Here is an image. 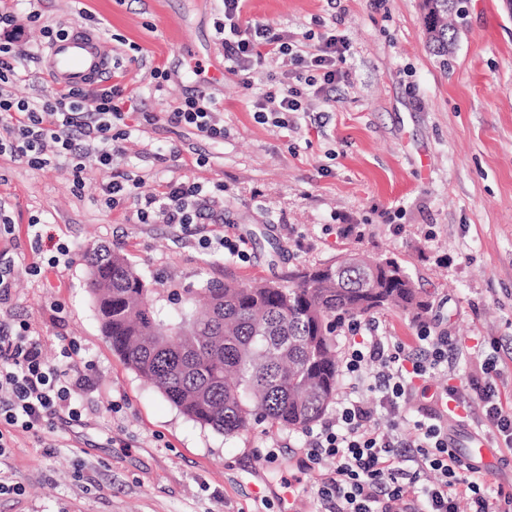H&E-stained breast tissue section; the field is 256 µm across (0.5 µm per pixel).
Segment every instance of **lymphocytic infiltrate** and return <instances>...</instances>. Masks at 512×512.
I'll return each mask as SVG.
<instances>
[{"instance_id": "1", "label": "lymphocytic infiltrate", "mask_w": 512, "mask_h": 512, "mask_svg": "<svg viewBox=\"0 0 512 512\" xmlns=\"http://www.w3.org/2000/svg\"><path fill=\"white\" fill-rule=\"evenodd\" d=\"M245 0H223L224 22L218 26L224 48V68L243 74L256 116L287 128L288 115L304 109L310 98L331 100L337 83L345 78L340 65L349 44L345 36L330 31L313 49H301L294 36L271 25L243 16ZM290 69L254 83L255 71L279 60ZM124 90L103 88L58 89L38 104L16 97L0 85V154H10L34 169L67 163L75 173L87 165L112 167L126 140ZM212 141L224 138V119L213 100L186 98L167 116ZM211 197L200 183L171 180L158 193L145 196L136 216L139 223L156 218L188 228L212 219ZM418 352L406 350L398 337L378 324L366 336L350 340L342 358V383L336 398L334 421L309 432L304 448L309 468L332 462L329 476L317 492L321 512H512V493L486 494L480 466L448 446L447 416L451 408L477 414L493 442L512 447V408L499 396L504 373L497 354H486L480 375L466 391L448 387L435 399L427 420L414 423L415 436L405 439L398 421L406 403L431 371L449 368L453 359L469 356L458 339L432 334L419 325ZM75 348L62 351L49 362L39 339L26 324H0V454L8 446L5 434L20 430L38 435L45 423L58 416L77 421L83 406L75 399L86 380L79 373ZM375 394V406L358 395ZM394 419L379 427L378 410Z\"/></svg>"}]
</instances>
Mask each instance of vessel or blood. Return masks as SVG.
<instances>
[{"label": "vessel or blood", "instance_id": "vessel-or-blood-1", "mask_svg": "<svg viewBox=\"0 0 512 512\" xmlns=\"http://www.w3.org/2000/svg\"><path fill=\"white\" fill-rule=\"evenodd\" d=\"M112 48L88 30L75 25L48 48L47 63L50 81L64 88L88 87L96 84L112 70ZM467 456L478 464L490 465L497 450L481 435L468 442Z\"/></svg>", "mask_w": 512, "mask_h": 512}]
</instances>
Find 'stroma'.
Masks as SVG:
<instances>
[{"label":"stroma","mask_w":512,"mask_h":512,"mask_svg":"<svg viewBox=\"0 0 512 512\" xmlns=\"http://www.w3.org/2000/svg\"><path fill=\"white\" fill-rule=\"evenodd\" d=\"M465 6L439 57L422 0H246V18L314 44L333 28L350 44L335 100L289 113L284 131L255 119L239 76L208 80L224 65L222 0H38L39 22L5 60L17 74L10 90L32 102L51 94L46 57L33 51L45 28L80 24L108 42L111 81L128 97L117 170L140 176L143 196L173 179L223 185L206 231L240 241L245 257L137 223L134 203L108 208L100 185L110 173L88 168L78 184L68 165L38 170L0 155V202L14 224L0 256L15 263L0 317L26 322L48 360L74 342L91 366L81 424L54 420L37 439L14 432L0 484L22 491L0 495V512H279L288 491L296 512L319 508L332 465L308 470L302 433L262 424L227 437L195 424L113 353L87 288L84 255L98 245L164 293L209 280L283 283L355 253L393 258L429 301L419 321L375 314L406 347L422 321L471 345L512 340V13L503 0ZM193 93L223 111V142L165 120ZM145 112L158 122L143 125ZM59 242L73 261L31 275Z\"/></svg>","instance_id":"35a3bbf8"}]
</instances>
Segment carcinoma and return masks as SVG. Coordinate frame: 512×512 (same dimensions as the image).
Here are the masks:
<instances>
[{
  "label": "carcinoma",
  "instance_id": "carcinoma-1",
  "mask_svg": "<svg viewBox=\"0 0 512 512\" xmlns=\"http://www.w3.org/2000/svg\"><path fill=\"white\" fill-rule=\"evenodd\" d=\"M463 0H423L425 35L448 55ZM103 336L126 364L190 420L227 436L268 422L304 430L336 399V333L395 307L416 318L428 301L395 261L304 269L288 283L208 281L162 299L108 245L85 257Z\"/></svg>",
  "mask_w": 512,
  "mask_h": 512
}]
</instances>
